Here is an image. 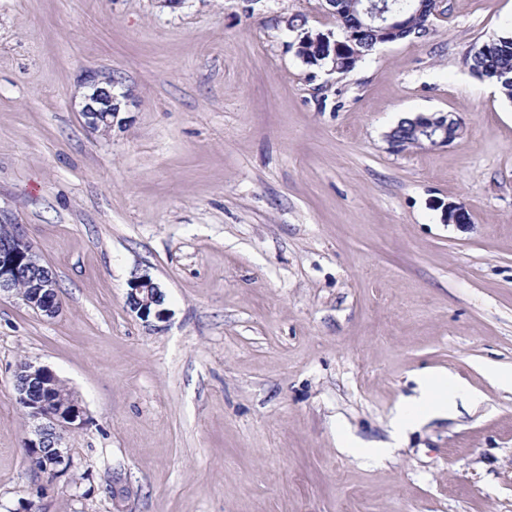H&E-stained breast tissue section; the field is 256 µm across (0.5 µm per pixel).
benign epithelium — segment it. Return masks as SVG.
Segmentation results:
<instances>
[{
    "label": "benign epithelium",
    "mask_w": 512,
    "mask_h": 512,
    "mask_svg": "<svg viewBox=\"0 0 512 512\" xmlns=\"http://www.w3.org/2000/svg\"><path fill=\"white\" fill-rule=\"evenodd\" d=\"M365 20L378 24L384 33L397 31L405 24L396 12L388 14L371 6L362 9ZM80 81L89 89L84 95L82 115L86 126L94 132L112 130L113 118L120 111L121 100L129 99L113 94L114 81L101 73L88 70ZM417 144H449L448 128L460 129L461 123L442 113L416 115ZM471 220L468 210L461 204H448V223L466 225ZM25 281L28 292L24 304L34 313L55 316L60 309L57 279L52 270L43 264L40 256L22 230L20 224L0 225V296H12L19 281ZM164 293L161 287L146 275H136L129 282L127 303L137 314L146 319L154 316L163 321L168 311L162 308ZM58 376L48 367L29 362L16 368L14 389L16 400L23 411L28 434L31 463L42 462V473L52 480L65 475L74 466L70 448L62 445L63 432L85 424V410L80 401L60 405L53 398V388Z\"/></svg>",
    "instance_id": "7a95c632"
}]
</instances>
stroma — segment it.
<instances>
[{
  "mask_svg": "<svg viewBox=\"0 0 512 512\" xmlns=\"http://www.w3.org/2000/svg\"><path fill=\"white\" fill-rule=\"evenodd\" d=\"M325 0H0V216L61 311L0 298V512H512V103L469 69L512 0H440L345 74L305 64ZM87 70L129 93L109 134ZM461 124L390 151L405 117ZM471 222H444L448 203ZM165 321L127 302L133 275ZM86 411L74 466H29L24 360ZM429 371L480 395L391 443ZM80 81L90 91L85 94L82 115L86 126L94 132L112 130L113 118L120 111L121 101L113 94L114 81L98 71L88 70L80 75ZM413 118H416L414 121L417 123L416 136L418 140L416 144L418 145L445 146L453 142L459 136L461 124L455 119L450 118L449 115L438 112L428 115L420 113ZM448 127L456 129L455 139L453 141L448 140ZM432 142H435L436 145H432ZM441 143L444 145H441ZM127 303L137 314L147 319L152 313L157 320L163 321L167 318L168 311L162 306L164 293L161 287L146 275H135L129 282Z\"/></svg>",
  "mask_w": 512,
  "mask_h": 512,
  "instance_id": "obj_1",
  "label": "stroma"
}]
</instances>
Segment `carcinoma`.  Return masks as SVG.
Listing matches in <instances>:
<instances>
[{
  "instance_id": "carcinoma-1",
  "label": "carcinoma",
  "mask_w": 512,
  "mask_h": 512,
  "mask_svg": "<svg viewBox=\"0 0 512 512\" xmlns=\"http://www.w3.org/2000/svg\"><path fill=\"white\" fill-rule=\"evenodd\" d=\"M359 0H345L335 5L336 39L325 38V32L306 27V23L296 26L298 31L295 42L296 55L310 66L327 69L336 68L345 74L352 71L359 62L369 56L378 46L382 45L383 35L375 25L361 26V9ZM427 19L413 16L410 26L400 29L391 35L395 42L414 39V29L422 27ZM470 70L480 79H492L498 74L506 81L495 82L500 95L512 101V36L505 33L493 41L491 53L470 55ZM411 120H402L393 136L400 142L401 150L414 147L416 137L410 130Z\"/></svg>"
}]
</instances>
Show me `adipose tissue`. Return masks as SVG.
Here are the masks:
<instances>
[{
	"mask_svg": "<svg viewBox=\"0 0 512 512\" xmlns=\"http://www.w3.org/2000/svg\"><path fill=\"white\" fill-rule=\"evenodd\" d=\"M463 386L447 375H428L419 381L418 394L404 401L392 418V435L400 437L408 428L438 415L450 413L457 398L464 395Z\"/></svg>",
	"mask_w": 512,
	"mask_h": 512,
	"instance_id": "obj_1",
	"label": "adipose tissue"
}]
</instances>
